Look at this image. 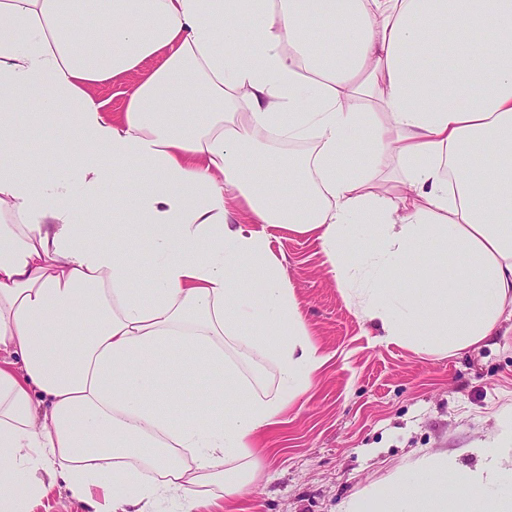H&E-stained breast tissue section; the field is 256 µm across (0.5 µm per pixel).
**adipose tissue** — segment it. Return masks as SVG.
Instances as JSON below:
<instances>
[{
    "instance_id": "ef3b65f1",
    "label": "adipose tissue",
    "mask_w": 512,
    "mask_h": 512,
    "mask_svg": "<svg viewBox=\"0 0 512 512\" xmlns=\"http://www.w3.org/2000/svg\"><path fill=\"white\" fill-rule=\"evenodd\" d=\"M89 7L0 0V512H31L59 481L110 512H199L206 486L229 498L252 481L254 446L323 364L257 225L315 236L389 341L435 353L492 336L512 305V0H104L91 23ZM148 59L106 112L93 87ZM194 79L226 105L206 124L180 95ZM25 89L44 91L41 111L21 115ZM59 106L56 149L76 163L49 176L18 163L17 133ZM354 131L368 167L343 162ZM274 137L314 143L268 153L286 194L242 163ZM488 145L496 162L475 165ZM108 185L113 213L149 230L151 280L125 233L92 245L74 221L76 197L94 206ZM366 224L382 231L350 255ZM254 356L276 391L258 390ZM186 379L189 416L170 397ZM228 392L246 401L232 414ZM475 453L473 469L425 459L346 512H512V415Z\"/></svg>"
}]
</instances>
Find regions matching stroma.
<instances>
[{
	"label": "stroma",
	"instance_id": "1",
	"mask_svg": "<svg viewBox=\"0 0 512 512\" xmlns=\"http://www.w3.org/2000/svg\"><path fill=\"white\" fill-rule=\"evenodd\" d=\"M68 123L57 108L49 129L22 136L19 160L67 166L69 157L52 148ZM264 231L324 364L269 435L260 475L208 512H343L353 495L415 470L422 457L445 453L475 466L470 448L494 436L512 410V319L501 318L480 344L442 353L379 340L332 279L314 237Z\"/></svg>",
	"mask_w": 512,
	"mask_h": 512
}]
</instances>
